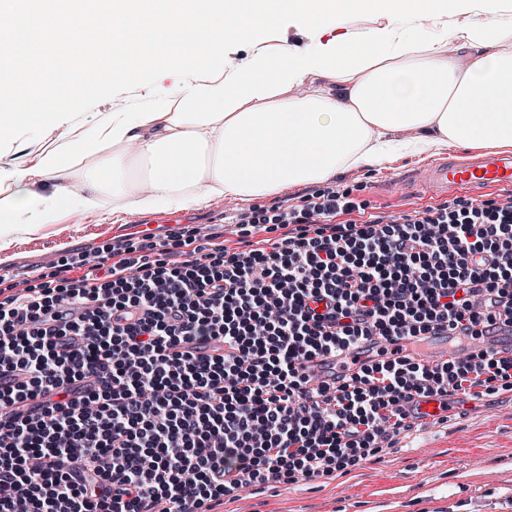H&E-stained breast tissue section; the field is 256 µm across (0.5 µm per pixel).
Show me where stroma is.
Here are the masks:
<instances>
[{
	"instance_id": "obj_1",
	"label": "stroma",
	"mask_w": 512,
	"mask_h": 512,
	"mask_svg": "<svg viewBox=\"0 0 512 512\" xmlns=\"http://www.w3.org/2000/svg\"><path fill=\"white\" fill-rule=\"evenodd\" d=\"M381 21L369 9L348 11L342 23L306 29L283 26L272 30L269 44L302 49L343 37L363 39ZM183 71L173 63L148 74L138 90L117 85L91 89L79 104L83 112H105L133 95L159 96L171 90ZM441 147L423 155L397 154L382 170L350 167L328 189L347 196L356 209L352 219L371 215H404L438 206L439 201L394 189V180L413 167L448 154ZM318 186L291 185L279 194L248 201L211 199L205 207L188 209L189 224H168L157 233L169 260H178L190 226L204 228L228 247L280 236L277 224H234L237 212L299 205L317 194ZM118 236L131 237L127 223L115 224L98 215L76 216L43 234H20L13 259L0 262L6 283H37L50 267L71 263L78 253L102 250ZM449 417L421 421L407 417L399 433L382 446L368 448L341 469L307 477L294 473L278 483H256L225 498L219 512H512V369L470 390L448 389Z\"/></svg>"
}]
</instances>
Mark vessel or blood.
I'll list each match as a JSON object with an SVG mask.
<instances>
[{
    "label": "vessel or blood",
    "mask_w": 512,
    "mask_h": 512,
    "mask_svg": "<svg viewBox=\"0 0 512 512\" xmlns=\"http://www.w3.org/2000/svg\"><path fill=\"white\" fill-rule=\"evenodd\" d=\"M41 96L30 93L14 98L0 105L6 112H35L45 108ZM409 193H423L430 196H445L451 192L472 191L484 186L501 190H512V152L485 150L466 158L448 156L420 165L400 181ZM466 338L452 327H437L423 336H402L393 340L372 336L361 340L336 355L314 356L307 371L317 383L339 386L351 375L380 363L401 359L408 352L425 348V366L436 365L437 361L457 358L462 354ZM481 349L496 356H512V322L495 320L483 327ZM410 409L426 418L443 415L446 402L441 395L414 397Z\"/></svg>",
    "instance_id": "b4317fda"
}]
</instances>
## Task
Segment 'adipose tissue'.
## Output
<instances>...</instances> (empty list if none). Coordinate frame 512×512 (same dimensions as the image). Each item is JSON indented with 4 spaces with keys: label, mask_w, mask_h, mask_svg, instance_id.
<instances>
[{
    "label": "adipose tissue",
    "mask_w": 512,
    "mask_h": 512,
    "mask_svg": "<svg viewBox=\"0 0 512 512\" xmlns=\"http://www.w3.org/2000/svg\"><path fill=\"white\" fill-rule=\"evenodd\" d=\"M346 0H0L25 35L36 69L11 65L0 39V88L49 99L47 77H68L76 107L89 86L138 84L148 69L182 64L164 97L128 110L51 121L50 110L1 112L44 143L20 164L0 163V251L71 212L151 213L255 199L294 184L321 185L342 168L380 169L396 152L453 144L512 149V26L500 0H368L385 26L371 50L339 41L270 54L276 25L336 21ZM239 20L224 25L226 15ZM446 15L429 32L426 21ZM137 18L138 26L127 23ZM103 34L84 39L86 23ZM247 48L245 59L233 52ZM222 67L214 60L222 52ZM294 86L304 96H289ZM481 99L490 111L475 113Z\"/></svg>",
    "instance_id": "ef3b65f1"
}]
</instances>
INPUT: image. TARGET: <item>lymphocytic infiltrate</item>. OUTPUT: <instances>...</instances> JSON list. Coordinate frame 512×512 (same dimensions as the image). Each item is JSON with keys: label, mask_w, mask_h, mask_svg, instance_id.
Segmentation results:
<instances>
[{"label": "lymphocytic infiltrate", "mask_w": 512, "mask_h": 512, "mask_svg": "<svg viewBox=\"0 0 512 512\" xmlns=\"http://www.w3.org/2000/svg\"><path fill=\"white\" fill-rule=\"evenodd\" d=\"M346 196L239 214L282 236L135 254L0 299V512H213L389 436L434 371L389 363L337 388L305 363L367 336L512 316V199L341 224Z\"/></svg>", "instance_id": "1"}]
</instances>
